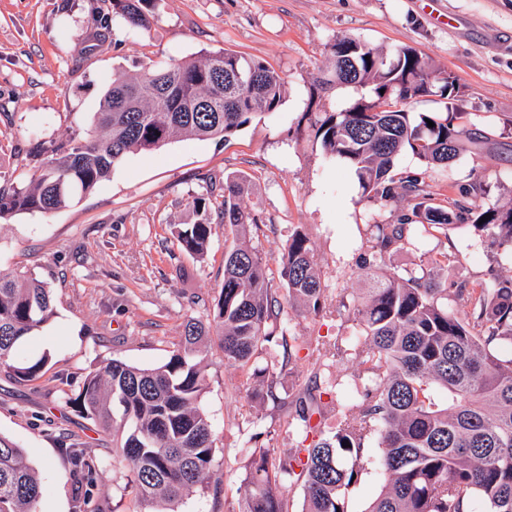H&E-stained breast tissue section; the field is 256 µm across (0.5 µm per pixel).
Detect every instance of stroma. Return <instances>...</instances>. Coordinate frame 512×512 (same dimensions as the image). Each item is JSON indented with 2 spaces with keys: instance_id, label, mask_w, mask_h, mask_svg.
I'll use <instances>...</instances> for the list:
<instances>
[{
  "instance_id": "1",
  "label": "stroma",
  "mask_w": 512,
  "mask_h": 512,
  "mask_svg": "<svg viewBox=\"0 0 512 512\" xmlns=\"http://www.w3.org/2000/svg\"><path fill=\"white\" fill-rule=\"evenodd\" d=\"M93 0H0V173L15 184L34 177L38 142L82 137L113 73L177 63L224 49L269 63L287 82L278 112L263 114L227 140L177 138L128 155L110 177L74 205L22 212L0 222V270H23L50 289L54 315L21 343L19 355L44 360L23 382L0 369V435L23 449L43 482L42 512H72L70 465L60 438L81 443L103 463L91 488L100 512H138L112 432L66 405L84 378L116 359L140 368L165 363L187 319L208 323L224 282V226L197 259L182 251L174 227L194 221L192 202L211 183L244 177L245 205L257 216L249 243L267 265L274 296L285 294L281 256L304 226L325 289L319 315L287 310L292 335L348 336L336 314L340 295L363 285L359 257L370 227L390 224L410 204L362 198L341 161L327 157L305 120L340 111L365 91L317 83L337 38L373 46L414 47L453 76L464 117L465 149L446 167L423 168L400 154L395 173L419 172L432 205L462 200L480 211L512 199V0H155L148 28L111 22L105 42L88 51ZM483 183L485 195H464ZM449 288L491 285L490 248L470 225L433 228L421 242L385 257L402 273L431 268L443 254ZM208 385L200 406L213 431L210 479L178 512H224L247 475L243 443L279 429L309 366L282 377L278 401L258 402L240 369L226 365L219 341L207 351Z\"/></svg>"
}]
</instances>
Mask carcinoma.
<instances>
[{"label": "carcinoma", "instance_id": "cac0c4a2", "mask_svg": "<svg viewBox=\"0 0 512 512\" xmlns=\"http://www.w3.org/2000/svg\"><path fill=\"white\" fill-rule=\"evenodd\" d=\"M154 0H112V14L133 27L149 26ZM326 85L368 89L369 97L341 112L315 114L311 127L330 156L353 172L362 194L379 202L404 194L411 212L395 224L371 225L360 268L373 270L384 255L419 236L427 223L448 227L471 222L496 255L512 254V203L474 212L455 201L445 210L427 203L418 172L393 174L394 160L410 152L426 167L446 165L463 150L455 80L411 46L388 51L352 37L336 39ZM286 81L263 61L224 50L165 67L118 73L106 90L93 128L82 138L42 142L39 174L26 185L0 182V221L17 212H50L68 206L107 179L130 153L148 151L175 137L225 139L258 114L283 104ZM435 93L444 110L413 116L404 105ZM434 126H428V122ZM221 193L194 200L196 220L176 233L179 247L203 257L212 215L232 235L224 250V283L213 309L224 363L248 370L247 385L259 400L277 401L278 378L309 363L314 380L291 401L286 432L315 439L280 450L275 434L244 443L249 475L237 504L225 512H288L281 484H299L302 512H349L348 490L359 482L364 460L377 445L384 475L379 493L363 512H512V273L491 288H457L434 270L370 276L362 293L340 300L336 313L356 334L311 347L288 335L284 308L317 315L323 288L311 239L294 228L282 259L283 304L267 288L266 264L246 241L257 218L243 204V177L224 178ZM53 316L50 290L21 271L0 272V367L21 381L39 376L46 360L19 358L18 345ZM210 327L187 320L167 362L139 368L112 360L85 377L65 403L104 429L123 430L118 448L130 485L150 512H175L206 483L214 438L199 405L207 387L204 338ZM280 338L278 365L260 366L265 344ZM306 354H301V351ZM353 363L359 386L345 388L330 368ZM450 395L434 401L431 386ZM329 401H322V396ZM120 411L117 418L114 411ZM336 412L330 434L313 419ZM75 512H97L83 483L99 471L96 459L75 446L64 449ZM42 488L23 449L0 435V512H41Z\"/></svg>", "mask_w": 512, "mask_h": 512}]
</instances>
